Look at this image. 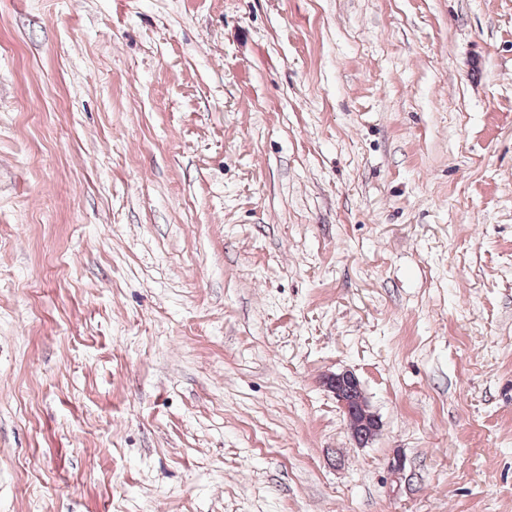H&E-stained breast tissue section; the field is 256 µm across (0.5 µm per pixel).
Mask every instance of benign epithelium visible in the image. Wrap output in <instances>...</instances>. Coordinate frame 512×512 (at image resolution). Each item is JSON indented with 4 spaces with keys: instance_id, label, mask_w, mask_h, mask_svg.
<instances>
[{
    "instance_id": "7a95c632",
    "label": "benign epithelium",
    "mask_w": 512,
    "mask_h": 512,
    "mask_svg": "<svg viewBox=\"0 0 512 512\" xmlns=\"http://www.w3.org/2000/svg\"><path fill=\"white\" fill-rule=\"evenodd\" d=\"M324 386L345 415L356 443L372 441L380 430V420L371 410L358 377L349 370L336 372L325 378Z\"/></svg>"
}]
</instances>
